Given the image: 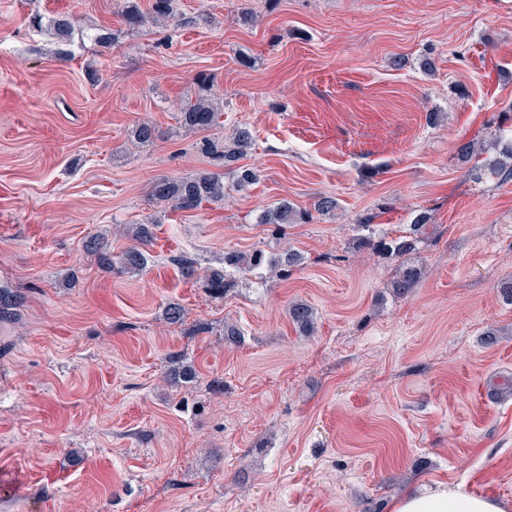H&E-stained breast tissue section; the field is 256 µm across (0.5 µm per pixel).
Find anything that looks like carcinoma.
Instances as JSON below:
<instances>
[{"label":"carcinoma","instance_id":"cac0c4a2","mask_svg":"<svg viewBox=\"0 0 512 512\" xmlns=\"http://www.w3.org/2000/svg\"><path fill=\"white\" fill-rule=\"evenodd\" d=\"M175 0H151L150 11L143 13L138 6L130 5L123 14L126 25L137 29L146 22L165 20L172 16ZM47 29L50 30L56 43L61 45L60 54L68 55L67 46L71 45L74 25L67 16H57L49 20ZM199 93L195 101L184 105L180 111L181 123L188 129L206 131L218 123L224 104L215 99L212 94L214 82L207 74L196 77ZM252 143V133L246 128L237 129L235 136L229 141L202 138L196 143L199 154L208 158L215 167L213 171H200L193 176L184 178H160L152 185L150 197L157 203H168L177 210L195 211L205 203H218L224 200V173L232 174L234 184L244 189L257 179L256 171L252 168L237 165L244 156V152ZM499 147L498 156L487 164L476 162L481 150L476 148L473 141L460 142L457 146V157L465 163H474L473 171L488 169L489 173L498 177L500 181L512 179V129H507L497 137ZM337 200L331 195L322 194L316 197L314 211L320 215H330L336 211ZM312 211V212H314ZM312 212L296 209L294 204L283 200L277 206L265 211L259 216L258 223L271 224L279 227L285 224L308 223L313 218ZM133 236L138 245L130 247L118 255H114L95 239L87 248L97 255L98 264L110 270L121 268L129 274H140L147 266L144 246L150 243L152 232L147 224L138 225ZM359 245L364 249L390 256H398L412 249L414 240L407 236L375 237L367 233L358 238ZM297 255L287 252L285 254H267L258 250L245 258L236 253L224 254V266L239 272H252L264 266L287 268L296 264ZM422 277V271L416 266H403L399 268L392 288L398 295H406L417 286ZM209 290L216 295H224L228 289L234 287L232 275L223 270H210L206 275ZM20 296L7 288H0V321L14 322L17 318L16 309L20 306ZM291 321L305 332L314 330V315L312 308L303 302H294L288 307Z\"/></svg>","mask_w":512,"mask_h":512}]
</instances>
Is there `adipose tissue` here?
<instances>
[{
	"mask_svg": "<svg viewBox=\"0 0 512 512\" xmlns=\"http://www.w3.org/2000/svg\"><path fill=\"white\" fill-rule=\"evenodd\" d=\"M393 512H505L496 501L476 497L463 487L445 485L411 492L393 506Z\"/></svg>",
	"mask_w": 512,
	"mask_h": 512,
	"instance_id": "1",
	"label": "adipose tissue"
}]
</instances>
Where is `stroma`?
<instances>
[{
  "label": "stroma",
  "mask_w": 512,
  "mask_h": 512,
  "mask_svg": "<svg viewBox=\"0 0 512 512\" xmlns=\"http://www.w3.org/2000/svg\"><path fill=\"white\" fill-rule=\"evenodd\" d=\"M128 2L0 0V287L23 297L0 328V512H393L440 483L512 512V180L456 155L494 157L512 113V0H179L135 30ZM35 15L72 18L68 56ZM100 27L109 44L85 40ZM200 73L224 100L205 133L176 120ZM241 126L255 184L225 175L193 212L150 201ZM321 194L334 214L257 221ZM420 210L413 250L358 248L366 215L396 237ZM138 224L145 271L101 269L88 238L116 255ZM256 249L300 260L207 291L204 270ZM402 265L423 269L405 296ZM313 218V215L308 210H297L294 204L283 200L271 209L265 211L259 216L258 223L273 224L275 227H280L285 224H298L308 223Z\"/></svg>",
  "instance_id": "obj_1"
}]
</instances>
